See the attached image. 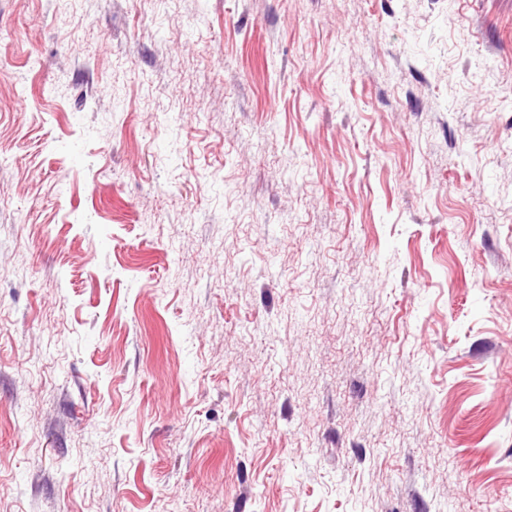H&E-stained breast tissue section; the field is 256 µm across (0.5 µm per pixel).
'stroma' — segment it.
Listing matches in <instances>:
<instances>
[{
    "label": "stroma",
    "mask_w": 512,
    "mask_h": 512,
    "mask_svg": "<svg viewBox=\"0 0 512 512\" xmlns=\"http://www.w3.org/2000/svg\"><path fill=\"white\" fill-rule=\"evenodd\" d=\"M0 512H512V0H0Z\"/></svg>",
    "instance_id": "35a3bbf8"
}]
</instances>
